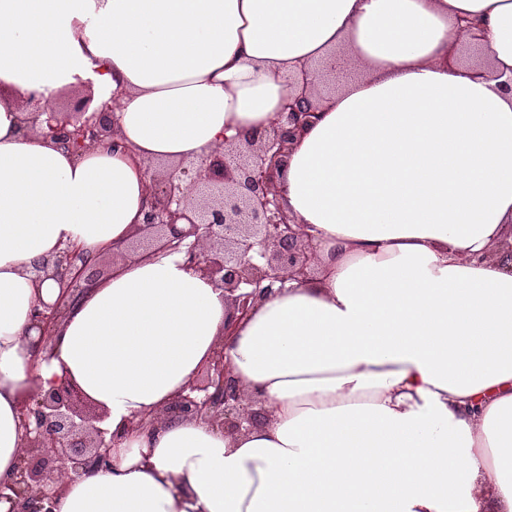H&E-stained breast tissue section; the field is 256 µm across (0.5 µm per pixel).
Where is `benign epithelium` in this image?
<instances>
[{"instance_id":"obj_1","label":"benign epithelium","mask_w":512,"mask_h":512,"mask_svg":"<svg viewBox=\"0 0 512 512\" xmlns=\"http://www.w3.org/2000/svg\"><path fill=\"white\" fill-rule=\"evenodd\" d=\"M86 103L73 111L59 101L50 107L33 95L23 123L40 129L56 145L81 152L115 150L118 139L112 106L89 111ZM319 111L305 93L289 97L280 112L257 137L233 143L200 160L182 162L179 175L158 170L151 174V196L142 224L126 248L112 254V263L142 258L158 249L184 254L187 267L224 289L230 302L229 328L248 315L273 286L288 277L311 273L312 239L294 223L274 190L276 178L293 141L318 120ZM193 191L197 202L188 200ZM103 260L85 254L76 244L62 248L54 259L34 268V278H54L61 294L53 304L36 305L32 321L39 330L38 351L50 353L56 327L75 300L103 278ZM87 398L74 384L39 390L22 401L25 452L15 471L0 478L4 512H52L54 478L67 469L75 474L112 468V447L118 437L99 427L103 410H85ZM204 419L212 426L236 433L254 426L262 412L242 400L234 377L224 364L219 345L206 364L205 377L192 379L150 423Z\"/></svg>"}]
</instances>
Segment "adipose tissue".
<instances>
[{"label":"adipose tissue","instance_id":"1","mask_svg":"<svg viewBox=\"0 0 512 512\" xmlns=\"http://www.w3.org/2000/svg\"><path fill=\"white\" fill-rule=\"evenodd\" d=\"M475 19L488 69L461 62ZM90 87L125 151L22 123ZM319 119L276 183L316 250L225 334L223 289L158 251L114 265L36 356L33 263L141 224L151 166ZM512 0H0V478L19 407L67 381L122 439L53 512H512ZM223 346L261 423L151 420Z\"/></svg>","mask_w":512,"mask_h":512}]
</instances>
